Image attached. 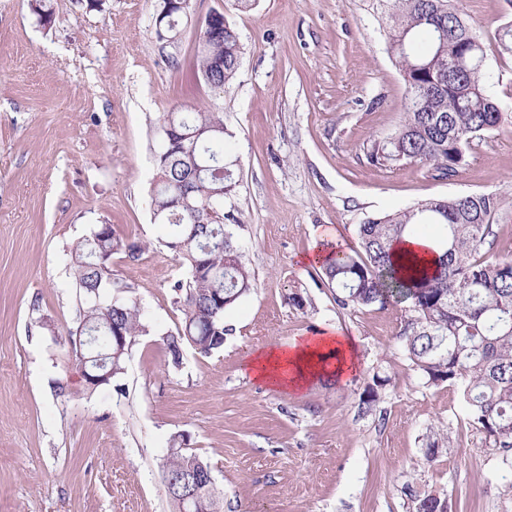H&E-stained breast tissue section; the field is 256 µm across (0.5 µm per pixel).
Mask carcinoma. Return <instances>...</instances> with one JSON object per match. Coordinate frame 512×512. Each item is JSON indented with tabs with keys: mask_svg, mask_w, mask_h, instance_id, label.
<instances>
[{
	"mask_svg": "<svg viewBox=\"0 0 512 512\" xmlns=\"http://www.w3.org/2000/svg\"><path fill=\"white\" fill-rule=\"evenodd\" d=\"M387 21V51L407 86L404 118L394 133L370 141L373 164L394 167L415 162L440 177L458 173L474 140L496 127L502 112L488 91L490 75L478 31L456 6L457 0H372ZM43 23H51L50 0H30ZM444 36H439L438 30ZM224 72H211L215 56ZM199 73L213 88L236 74L241 45L230 21L224 36L201 39ZM154 155L156 183L149 207L157 224L172 229L168 247L186 263V277L173 288L184 321L163 338L173 367L182 364L183 346L210 355L224 347V312L252 288L255 275L239 243L244 224L233 199L238 180L230 133L220 112H167ZM506 198L471 194L422 201L359 225V249L333 243L323 247L331 259L320 278L340 294L343 308L409 303L398 338L408 359L428 384L458 386L471 425L486 446L512 450V258L482 255L493 235L492 221ZM437 232L439 254L430 271L415 255L393 259L394 243L406 235ZM133 258L140 246L101 228L72 254L79 291L74 336H95L93 351L106 355L111 377L123 373L128 350L143 332L138 304L104 296L112 287V254ZM125 337L119 348L112 341ZM212 470L198 455L176 451L165 463L174 480L169 499L174 512H192L180 488L194 491L207 512H223V495L210 482ZM446 499L433 493L417 498L415 512H444Z\"/></svg>",
	"mask_w": 512,
	"mask_h": 512,
	"instance_id": "carcinoma-1",
	"label": "carcinoma"
}]
</instances>
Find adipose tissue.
I'll use <instances>...</instances> for the list:
<instances>
[{
  "instance_id": "ef3b65f1",
  "label": "adipose tissue",
  "mask_w": 512,
  "mask_h": 512,
  "mask_svg": "<svg viewBox=\"0 0 512 512\" xmlns=\"http://www.w3.org/2000/svg\"><path fill=\"white\" fill-rule=\"evenodd\" d=\"M249 366L258 379L294 390L329 368L340 376L354 372L356 350L350 339L333 330L313 340L293 342L286 349L256 350Z\"/></svg>"
}]
</instances>
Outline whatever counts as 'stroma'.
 Returning a JSON list of instances; mask_svg holds the SVG:
<instances>
[{"mask_svg":"<svg viewBox=\"0 0 512 512\" xmlns=\"http://www.w3.org/2000/svg\"><path fill=\"white\" fill-rule=\"evenodd\" d=\"M51 3L44 26L29 0H0V512H173L163 465L178 435L210 464L224 512H413L427 492L448 512H512V457L467 425L456 387L426 384L412 366L397 338L403 306L340 308L301 261L330 226L355 250L369 218L512 195V54L498 43L512 0L461 2L502 120L443 180L366 157L369 139L400 125L407 95L371 0H257L245 12L190 0L175 42L157 36L160 0ZM223 9L242 56L215 89L193 72L204 19ZM185 108L224 115L255 281L224 314L223 349L185 348L176 369L162 338L184 318L172 288L185 268L149 192L161 120ZM104 224L141 247L113 254L112 294L138 303L145 330L123 373L91 392L68 341L71 254ZM334 329L359 360L340 383L285 392L246 367L255 349ZM437 429L451 443L430 463Z\"/></svg>","mask_w":512,"mask_h":512,"instance_id":"stroma-1","label":"stroma"}]
</instances>
